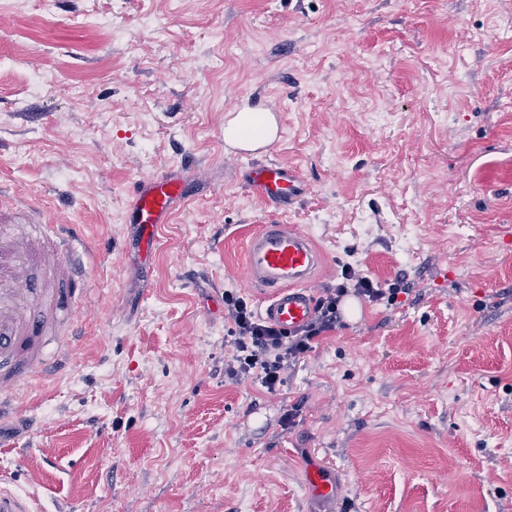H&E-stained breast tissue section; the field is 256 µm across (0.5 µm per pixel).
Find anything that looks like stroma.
Instances as JSON below:
<instances>
[{"mask_svg":"<svg viewBox=\"0 0 512 512\" xmlns=\"http://www.w3.org/2000/svg\"><path fill=\"white\" fill-rule=\"evenodd\" d=\"M237 104L281 110L288 213L224 146ZM185 165L142 276L129 192ZM29 210L95 246L65 369L0 423V479L42 512H512V0H0V224ZM271 222L315 240L316 288L409 287L274 394L224 375Z\"/></svg>","mask_w":512,"mask_h":512,"instance_id":"35a3bbf8","label":"stroma"}]
</instances>
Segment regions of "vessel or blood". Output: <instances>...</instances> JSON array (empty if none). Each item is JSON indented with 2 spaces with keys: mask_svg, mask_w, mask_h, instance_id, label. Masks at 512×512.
I'll use <instances>...</instances> for the list:
<instances>
[{
  "mask_svg": "<svg viewBox=\"0 0 512 512\" xmlns=\"http://www.w3.org/2000/svg\"><path fill=\"white\" fill-rule=\"evenodd\" d=\"M246 160L244 182L277 210L288 209L303 194L292 171L258 159L255 151L233 148ZM191 176L163 173L133 187L126 221L134 229L137 252L147 258L158 245L159 225L169 223L188 197ZM84 240L72 224H0V402L15 400L32 379L43 374V339L57 337L65 354L69 332L58 314L81 307L87 295L77 269ZM323 256L299 226L266 224L245 245L244 273L259 289L262 315L292 331L312 316L314 276ZM0 512H39L34 500L0 486Z\"/></svg>",
  "mask_w": 512,
  "mask_h": 512,
  "instance_id": "1",
  "label": "vessel or blood"
}]
</instances>
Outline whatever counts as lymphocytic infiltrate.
Listing matches in <instances>:
<instances>
[{
	"label": "lymphocytic infiltrate",
	"instance_id": "obj_1",
	"mask_svg": "<svg viewBox=\"0 0 512 512\" xmlns=\"http://www.w3.org/2000/svg\"><path fill=\"white\" fill-rule=\"evenodd\" d=\"M341 277V283L324 289L316 299L310 320L292 333L260 318L242 296L225 292L224 319L229 324L227 335L232 349L224 362L225 376L238 383L257 382L268 393H276L284 384L285 372L340 323L345 297L351 295L375 304L390 303L405 290L403 281L385 288L350 265L343 266Z\"/></svg>",
	"mask_w": 512,
	"mask_h": 512
}]
</instances>
